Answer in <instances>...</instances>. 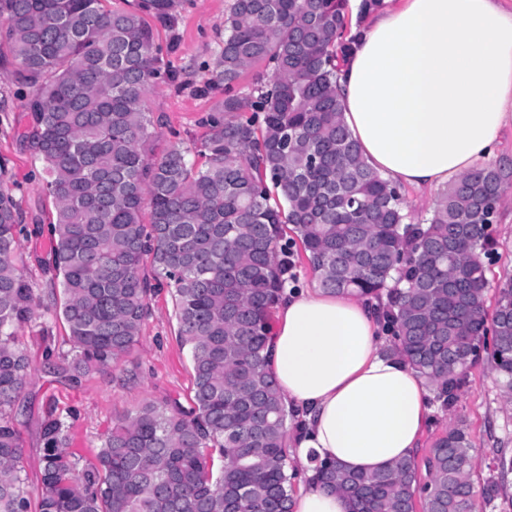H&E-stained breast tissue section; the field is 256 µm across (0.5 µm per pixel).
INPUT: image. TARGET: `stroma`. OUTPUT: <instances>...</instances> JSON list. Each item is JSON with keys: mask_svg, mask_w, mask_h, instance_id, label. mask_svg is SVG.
Returning a JSON list of instances; mask_svg holds the SVG:
<instances>
[{"mask_svg": "<svg viewBox=\"0 0 512 512\" xmlns=\"http://www.w3.org/2000/svg\"><path fill=\"white\" fill-rule=\"evenodd\" d=\"M232 0H178V29L159 28L158 42L174 81L159 84L146 95V109L157 125V136L148 146L161 158L177 143L191 145L202 130L199 120L224 97L223 91L201 94L224 37V15ZM10 64L0 63V157L7 158L17 186L15 196L23 212L22 270L41 305L51 301L52 271L47 263L46 233L53 204L39 183L42 163L26 133L32 126L25 99L10 77ZM494 239L497 256L491 263L493 282L512 280V182L506 184L498 209ZM33 367L15 404L17 427L23 450V466L30 487H38L42 475V422L48 409L66 416L71 426L72 447L83 457H92L105 433L118 417L136 412L145 402L176 399L186 401L192 390V370L187 350L177 338V325L168 292L151 302L138 344L106 372H90L71 383L65 354L71 349L67 330L51 314L25 325L19 332ZM54 357H47V349ZM463 422L474 448L475 484H482L500 456L512 458V404L501 395L486 362L470 370L454 411L433 408L415 457L424 464L433 441L451 423Z\"/></svg>", "mask_w": 512, "mask_h": 512, "instance_id": "obj_1", "label": "stroma"}]
</instances>
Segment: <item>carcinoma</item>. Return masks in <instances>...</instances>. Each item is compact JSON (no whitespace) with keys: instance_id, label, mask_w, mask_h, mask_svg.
I'll return each instance as SVG.
<instances>
[{"instance_id":"1","label":"carcinoma","mask_w":512,"mask_h":512,"mask_svg":"<svg viewBox=\"0 0 512 512\" xmlns=\"http://www.w3.org/2000/svg\"><path fill=\"white\" fill-rule=\"evenodd\" d=\"M0 0V46L26 90L30 138L54 203L50 267L68 330L71 380L103 371L139 340L151 297L170 289L177 336L193 372L190 408L149 401L113 421L94 458L68 452L70 426L42 428L41 485L30 489L12 415L32 373L17 330L39 304L17 255L24 233L14 180L0 163V512H291L286 470L294 418L268 368L271 319L301 247L332 294L387 295L388 354L406 360L441 409L487 359L512 402V282H490L480 255L512 167L478 166L441 195L427 222L363 158L336 93L351 49L348 0H232L205 90L228 94L191 147L153 160L147 93L175 79L152 17L173 31L177 0ZM268 83L231 93L259 63ZM250 115H245V112ZM150 222L143 223L144 210ZM150 264L152 275L144 273ZM473 444L461 424L425 460L372 473L316 462L350 512H476ZM512 459L483 483L501 493Z\"/></svg>"}]
</instances>
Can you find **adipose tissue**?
<instances>
[{"mask_svg": "<svg viewBox=\"0 0 512 512\" xmlns=\"http://www.w3.org/2000/svg\"><path fill=\"white\" fill-rule=\"evenodd\" d=\"M337 91L365 161L418 188L456 181L497 160L512 124V10L500 0H390L353 28ZM268 355L297 413L290 458L353 472L412 458L431 414L429 389L381 352L379 307L357 294L285 292ZM293 512H349L346 498L308 479Z\"/></svg>", "mask_w": 512, "mask_h": 512, "instance_id": "1", "label": "adipose tissue"}]
</instances>
